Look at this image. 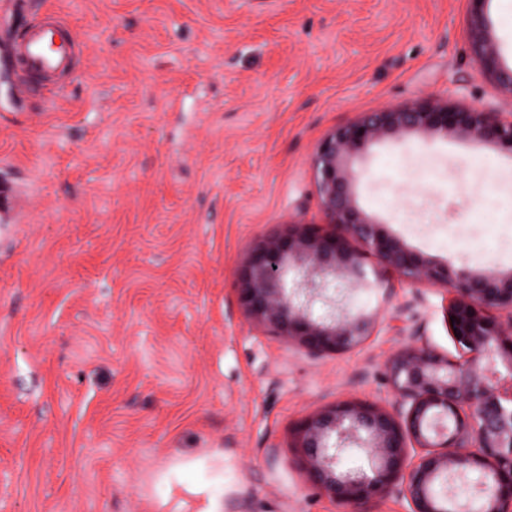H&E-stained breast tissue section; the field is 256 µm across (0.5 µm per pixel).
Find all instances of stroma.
<instances>
[{
    "mask_svg": "<svg viewBox=\"0 0 512 512\" xmlns=\"http://www.w3.org/2000/svg\"><path fill=\"white\" fill-rule=\"evenodd\" d=\"M85 47L58 91L0 55V512H340L291 433L339 400L391 407L411 336L456 359L446 290L389 275L313 305L379 308L314 357L237 299L247 249L325 226L313 156L337 125L422 96L512 110L480 75L464 0H20ZM358 203L457 269H512V155L457 139L373 145Z\"/></svg>",
    "mask_w": 512,
    "mask_h": 512,
    "instance_id": "35a3bbf8",
    "label": "stroma"
}]
</instances>
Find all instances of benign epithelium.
<instances>
[{"label": "benign epithelium", "mask_w": 512, "mask_h": 512, "mask_svg": "<svg viewBox=\"0 0 512 512\" xmlns=\"http://www.w3.org/2000/svg\"><path fill=\"white\" fill-rule=\"evenodd\" d=\"M489 2L466 0L465 38L482 77L512 98V67L503 61ZM448 137L512 155V113L423 96L335 127L313 159L328 228L293 223L287 234L249 248L239 270L244 311L312 356L356 347L378 315L362 308L315 316L310 302L332 282L375 291L391 272L451 295L446 317H455L448 328L461 358L413 339L386 365L392 408L338 401L294 430L301 467L344 512H360L392 494L409 502V512H470L474 498L478 512H512V270H460L436 262L380 227L355 199L354 164L371 145ZM370 259L375 266L369 274ZM355 446L364 449L367 467L355 475L338 472L336 448Z\"/></svg>", "instance_id": "obj_1"}]
</instances>
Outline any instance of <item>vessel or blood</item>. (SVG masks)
I'll return each instance as SVG.
<instances>
[{"label":"vessel or blood","instance_id":"b4317fda","mask_svg":"<svg viewBox=\"0 0 512 512\" xmlns=\"http://www.w3.org/2000/svg\"><path fill=\"white\" fill-rule=\"evenodd\" d=\"M64 25L65 20L59 14H46L31 22L21 39L11 46L22 70L48 85L70 73L74 52L82 44L78 38L69 43H56L55 37Z\"/></svg>","mask_w":512,"mask_h":512}]
</instances>
